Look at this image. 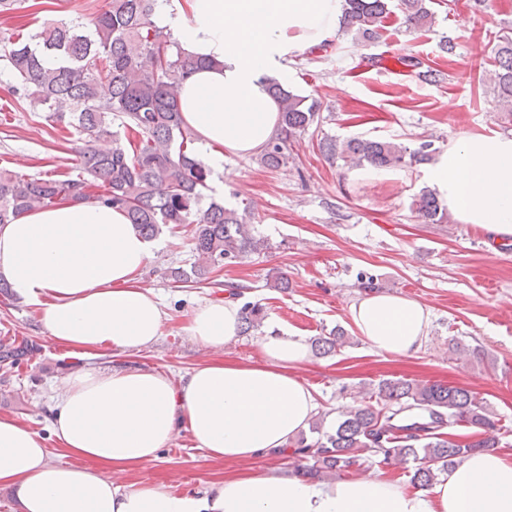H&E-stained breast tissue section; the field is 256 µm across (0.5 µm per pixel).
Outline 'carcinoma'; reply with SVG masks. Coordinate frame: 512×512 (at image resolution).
I'll return each mask as SVG.
<instances>
[{
  "mask_svg": "<svg viewBox=\"0 0 512 512\" xmlns=\"http://www.w3.org/2000/svg\"><path fill=\"white\" fill-rule=\"evenodd\" d=\"M158 0H112V7L87 22H51L27 39L6 38L0 61L8 70L12 91L46 112V120L72 131L79 142L75 163L64 171L23 175L0 168V224L19 214L70 201L111 205L127 214L139 233L152 239L163 229L190 227L194 262L190 269L168 271L175 283H196L226 263L266 252L272 244L254 233L249 207L226 208L204 203L203 189L211 170L194 149L196 137L182 122L177 93L200 65L179 47L170 31L154 25ZM398 9L412 28L433 21L426 0H398ZM388 0H347L346 31L365 41L380 37V21ZM491 80L498 106L512 116V31L497 36ZM281 103L277 137L260 152L270 169L288 166L289 146L318 119L320 104L271 83ZM140 136L126 148L121 131ZM322 148L330 154L336 144ZM352 166L394 168L405 162L407 148L389 141L353 138L341 146ZM425 224L448 221L447 209L426 190L414 201ZM263 308L245 304L241 332L258 329ZM347 343L342 330L312 340L321 354ZM27 350L0 343V363L17 364ZM322 414L309 434L289 443L292 455L306 464L301 470L338 478L360 469L367 457L390 466L417 463L411 482L431 487L438 476L469 454L496 447V438L453 433L465 424L494 430L498 418L489 405L464 387L385 378L358 404L325 426Z\"/></svg>",
  "mask_w": 512,
  "mask_h": 512,
  "instance_id": "carcinoma-1",
  "label": "carcinoma"
}]
</instances>
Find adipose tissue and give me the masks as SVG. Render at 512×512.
<instances>
[{"mask_svg": "<svg viewBox=\"0 0 512 512\" xmlns=\"http://www.w3.org/2000/svg\"><path fill=\"white\" fill-rule=\"evenodd\" d=\"M345 8L346 0H159L155 25L202 62L178 104L209 167L223 169L225 154L251 155L276 137L280 110L269 77L288 78L304 48L332 39ZM428 174L459 223L512 239V135H462ZM151 256V242L125 212L96 203L30 210L0 226V279L40 310L51 338L85 351L136 352L158 340L166 312L138 284ZM349 313L374 352L404 358L422 347L431 317L418 300L382 293ZM239 326L237 303L209 302L193 311L187 332L220 348ZM261 351L262 363L215 361L178 386L145 368L72 374L51 430L91 467L51 462L36 431L0 420V486L13 490L21 512H512V459L494 451L449 468L428 495L380 474L323 482L265 469L224 477L199 498L162 483L125 490L105 476L157 460L182 429L216 459L286 447L318 411L297 373L309 345L298 335L270 336Z\"/></svg>", "mask_w": 512, "mask_h": 512, "instance_id": "ef3b65f1", "label": "adipose tissue"}]
</instances>
